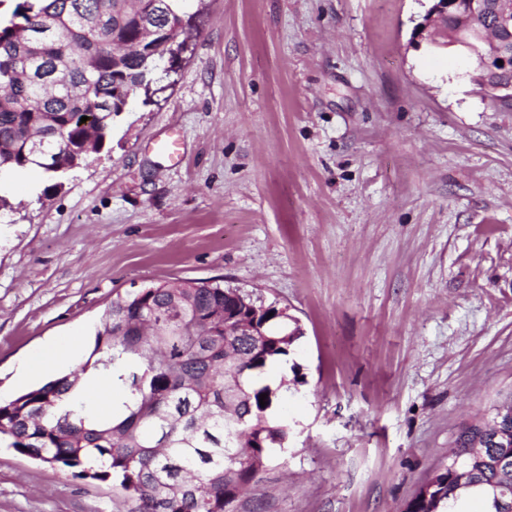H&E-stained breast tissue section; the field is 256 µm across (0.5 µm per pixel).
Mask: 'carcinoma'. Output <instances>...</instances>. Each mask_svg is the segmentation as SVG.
<instances>
[{
  "label": "carcinoma",
  "mask_w": 512,
  "mask_h": 512,
  "mask_svg": "<svg viewBox=\"0 0 512 512\" xmlns=\"http://www.w3.org/2000/svg\"><path fill=\"white\" fill-rule=\"evenodd\" d=\"M183 2L163 0L147 40L127 0H18L0 21V81L18 74L0 90V171L57 175L82 149L86 127L106 137L128 100L168 73L164 44L183 34ZM230 294L214 279L117 295L76 371L0 402V435L20 454L112 480L128 512H238L272 450L288 445L291 428L276 413L285 382L273 386L268 372L303 332L280 320L260 342L224 331ZM99 375L119 390L105 417L82 398ZM479 421L492 447L473 460L458 443L404 512H450L467 492L483 512H506L512 468L498 460L512 456V413L495 406ZM256 425L261 448L249 438Z\"/></svg>",
  "instance_id": "obj_1"
}]
</instances>
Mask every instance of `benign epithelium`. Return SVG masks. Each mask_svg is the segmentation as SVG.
Instances as JSON below:
<instances>
[{
    "label": "benign epithelium",
    "instance_id": "7a95c632",
    "mask_svg": "<svg viewBox=\"0 0 512 512\" xmlns=\"http://www.w3.org/2000/svg\"><path fill=\"white\" fill-rule=\"evenodd\" d=\"M463 6L461 23L454 30L443 25L457 6ZM412 39L426 40L434 46L451 40L477 66L472 81L483 89L497 94L502 101H512V0H433V6L413 29ZM503 64H498V61ZM240 313L231 317L224 313V324H246L248 335L261 336L259 311L236 296Z\"/></svg>",
    "mask_w": 512,
    "mask_h": 512
}]
</instances>
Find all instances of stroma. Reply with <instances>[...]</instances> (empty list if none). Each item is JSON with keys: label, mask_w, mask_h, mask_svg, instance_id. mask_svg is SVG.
Here are the masks:
<instances>
[{"label": "stroma", "mask_w": 512, "mask_h": 512, "mask_svg": "<svg viewBox=\"0 0 512 512\" xmlns=\"http://www.w3.org/2000/svg\"><path fill=\"white\" fill-rule=\"evenodd\" d=\"M432 0H186L170 85L54 180L0 175V400L116 295L223 279L297 319L262 512H404L512 393V101L414 43ZM174 136L176 156L156 140ZM0 441V512H124Z\"/></svg>", "instance_id": "1"}]
</instances>
